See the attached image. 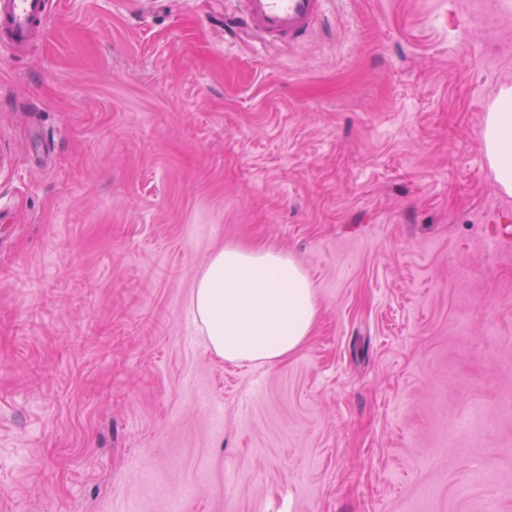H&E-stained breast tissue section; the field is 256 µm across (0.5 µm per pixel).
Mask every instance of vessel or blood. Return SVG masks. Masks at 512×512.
<instances>
[{
	"label": "vessel or blood",
	"mask_w": 512,
	"mask_h": 512,
	"mask_svg": "<svg viewBox=\"0 0 512 512\" xmlns=\"http://www.w3.org/2000/svg\"><path fill=\"white\" fill-rule=\"evenodd\" d=\"M246 31L268 42L307 37L325 17L326 0H238ZM46 0H0V46L21 50L43 26Z\"/></svg>",
	"instance_id": "b4317fda"
}]
</instances>
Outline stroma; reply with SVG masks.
Returning a JSON list of instances; mask_svg holds the SVG:
<instances>
[{
  "instance_id": "35a3bbf8",
  "label": "stroma",
  "mask_w": 512,
  "mask_h": 512,
  "mask_svg": "<svg viewBox=\"0 0 512 512\" xmlns=\"http://www.w3.org/2000/svg\"><path fill=\"white\" fill-rule=\"evenodd\" d=\"M503 0H49L0 54V512H512ZM288 253L310 336L233 364L191 311ZM243 28L268 42H293L325 20L327 0H236ZM485 157L501 189L512 194V88L500 90L483 129Z\"/></svg>"
}]
</instances>
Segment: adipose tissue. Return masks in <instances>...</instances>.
<instances>
[{
  "label": "adipose tissue",
  "instance_id": "obj_1",
  "mask_svg": "<svg viewBox=\"0 0 512 512\" xmlns=\"http://www.w3.org/2000/svg\"><path fill=\"white\" fill-rule=\"evenodd\" d=\"M485 157L501 189L512 194V88L486 115ZM196 320L212 352L229 362L276 364L310 336L319 309L311 282L287 254L227 246L198 274Z\"/></svg>",
  "mask_w": 512,
  "mask_h": 512
}]
</instances>
